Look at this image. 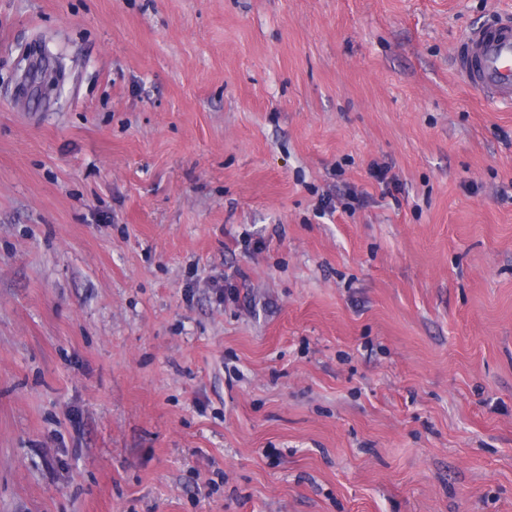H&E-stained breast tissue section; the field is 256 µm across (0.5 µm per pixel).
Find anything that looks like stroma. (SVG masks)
<instances>
[{"label":"stroma","instance_id":"obj_1","mask_svg":"<svg viewBox=\"0 0 512 512\" xmlns=\"http://www.w3.org/2000/svg\"><path fill=\"white\" fill-rule=\"evenodd\" d=\"M510 10L0 0V512H512ZM457 56L460 72L487 101L512 105V13L466 31Z\"/></svg>","mask_w":512,"mask_h":512}]
</instances>
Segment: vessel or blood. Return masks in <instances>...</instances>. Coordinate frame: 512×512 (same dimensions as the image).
<instances>
[{
  "instance_id": "b4317fda",
  "label": "vessel or blood",
  "mask_w": 512,
  "mask_h": 512,
  "mask_svg": "<svg viewBox=\"0 0 512 512\" xmlns=\"http://www.w3.org/2000/svg\"><path fill=\"white\" fill-rule=\"evenodd\" d=\"M457 56L460 72L487 101L512 105V13L466 31Z\"/></svg>"
}]
</instances>
